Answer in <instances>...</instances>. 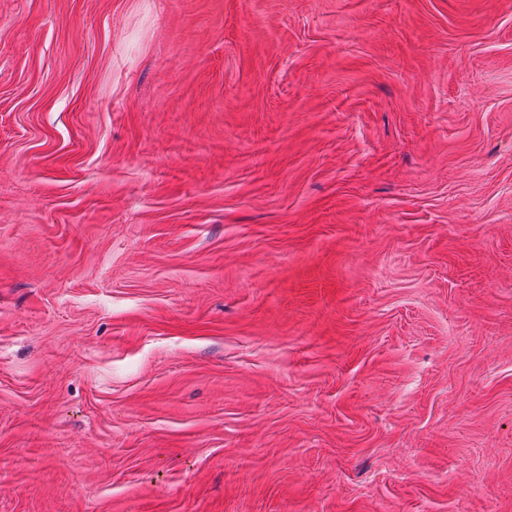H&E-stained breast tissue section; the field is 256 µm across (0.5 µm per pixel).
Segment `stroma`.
Wrapping results in <instances>:
<instances>
[{"label": "stroma", "mask_w": 512, "mask_h": 512, "mask_svg": "<svg viewBox=\"0 0 512 512\" xmlns=\"http://www.w3.org/2000/svg\"><path fill=\"white\" fill-rule=\"evenodd\" d=\"M0 512H512V0H0Z\"/></svg>", "instance_id": "35a3bbf8"}]
</instances>
